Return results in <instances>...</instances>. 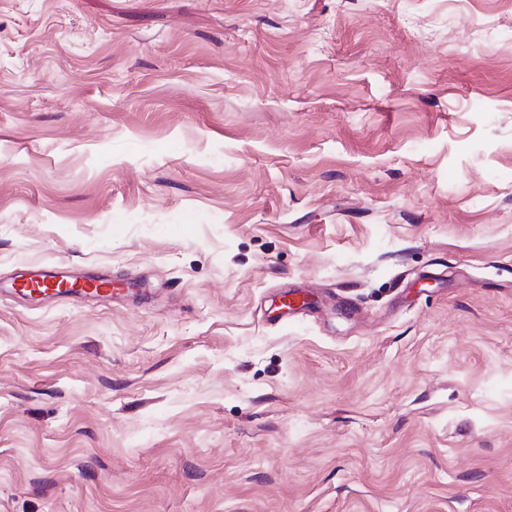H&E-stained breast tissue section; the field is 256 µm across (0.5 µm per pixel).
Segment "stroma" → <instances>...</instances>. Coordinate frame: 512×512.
<instances>
[{"label": "stroma", "instance_id": "obj_1", "mask_svg": "<svg viewBox=\"0 0 512 512\" xmlns=\"http://www.w3.org/2000/svg\"><path fill=\"white\" fill-rule=\"evenodd\" d=\"M0 512H512V0H0ZM66 280L71 283H75V279L70 278L67 275L62 273H49L43 270L41 267L32 268L25 277L22 278L20 283L19 293L31 296L32 289L36 290L34 293H42L45 295L53 294V295H67L73 293H57V291H53L49 288L48 282L51 280ZM38 287V288H37ZM41 287V288H40ZM40 289V290H39ZM44 295V296H45Z\"/></svg>", "mask_w": 512, "mask_h": 512}]
</instances>
